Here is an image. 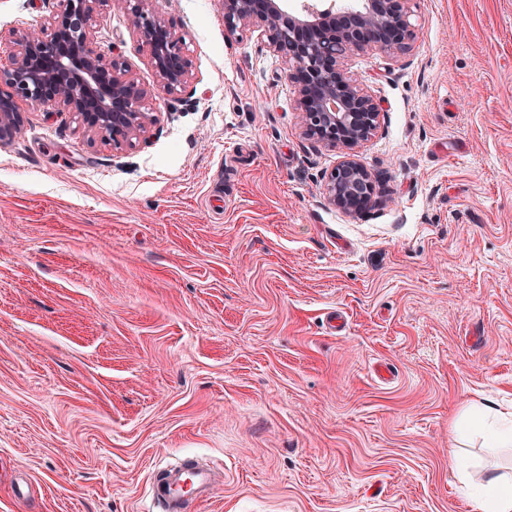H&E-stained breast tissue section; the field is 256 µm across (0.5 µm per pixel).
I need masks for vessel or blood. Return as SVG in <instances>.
I'll list each match as a JSON object with an SVG mask.
<instances>
[{"instance_id": "vessel-or-blood-1", "label": "vessel or blood", "mask_w": 512, "mask_h": 512, "mask_svg": "<svg viewBox=\"0 0 512 512\" xmlns=\"http://www.w3.org/2000/svg\"><path fill=\"white\" fill-rule=\"evenodd\" d=\"M215 487L210 467L187 461L155 471L151 494L160 512H185L186 503L208 500Z\"/></svg>"}]
</instances>
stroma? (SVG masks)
<instances>
[{
    "label": "stroma",
    "instance_id": "stroma-1",
    "mask_svg": "<svg viewBox=\"0 0 512 512\" xmlns=\"http://www.w3.org/2000/svg\"><path fill=\"white\" fill-rule=\"evenodd\" d=\"M151 7L186 33L172 95L123 10L92 24L148 140L23 101L0 144V512H143L189 459L223 481L187 512H474L455 455L512 472L450 435L466 403L512 404V0H416L409 60L349 58L389 191L354 215L261 33L219 0ZM60 8L0 0V67Z\"/></svg>",
    "mask_w": 512,
    "mask_h": 512
}]
</instances>
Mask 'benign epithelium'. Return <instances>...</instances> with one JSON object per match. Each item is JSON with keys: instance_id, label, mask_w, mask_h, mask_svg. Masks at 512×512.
Wrapping results in <instances>:
<instances>
[{"instance_id": "7a95c632", "label": "benign epithelium", "mask_w": 512, "mask_h": 512, "mask_svg": "<svg viewBox=\"0 0 512 512\" xmlns=\"http://www.w3.org/2000/svg\"><path fill=\"white\" fill-rule=\"evenodd\" d=\"M149 2L114 0L148 49L158 87L176 93L191 77L185 35ZM412 2L364 0L361 10L307 8L293 15L281 0H221L225 30L260 31L286 64L284 78L296 90L304 138L341 152L340 162L323 176V197L345 213L379 203L383 193L378 175L357 155L380 128V106L349 74L345 60L368 51L393 58L409 54L416 37ZM104 5V0H62L49 27L18 32L11 68L0 70V91L6 93L0 98V143L23 125L19 99L45 112L75 114L89 137L116 149L147 138L157 116L145 108L144 90L119 59L94 46L90 21Z\"/></svg>"}]
</instances>
